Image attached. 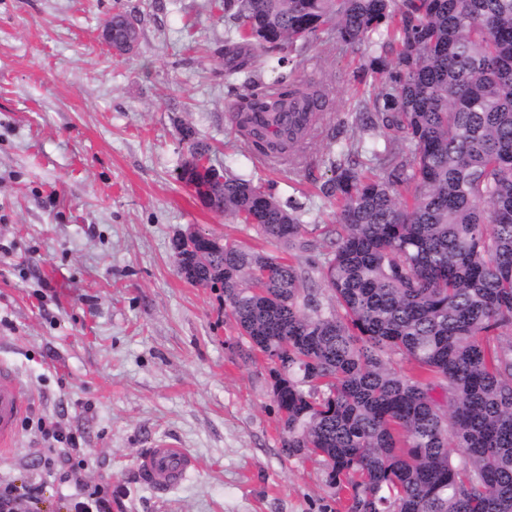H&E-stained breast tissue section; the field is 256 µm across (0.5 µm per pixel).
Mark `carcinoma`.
I'll return each instance as SVG.
<instances>
[{
  "mask_svg": "<svg viewBox=\"0 0 512 512\" xmlns=\"http://www.w3.org/2000/svg\"><path fill=\"white\" fill-rule=\"evenodd\" d=\"M224 12V79L246 88L231 121L250 156L290 174L331 119L330 86L295 69L266 84L254 54L327 31L371 51L355 112L372 143L350 146L323 185L337 210L319 268L329 312L308 271L218 238L193 278L224 293L243 357H268L283 452L322 462L347 512H512V0H224ZM299 105L308 120L278 122ZM179 133L189 157L210 159L194 128ZM223 177L206 208L309 247L298 203Z\"/></svg>",
  "mask_w": 512,
  "mask_h": 512,
  "instance_id": "carcinoma-1",
  "label": "carcinoma"
}]
</instances>
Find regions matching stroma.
Wrapping results in <instances>:
<instances>
[{
	"label": "stroma",
	"mask_w": 512,
	"mask_h": 512,
	"mask_svg": "<svg viewBox=\"0 0 512 512\" xmlns=\"http://www.w3.org/2000/svg\"><path fill=\"white\" fill-rule=\"evenodd\" d=\"M126 14L133 53L113 55L104 22ZM222 0H0V366L29 394L0 488L40 486L36 512H67L80 486L112 512H344L324 466L287 456L269 365L242 358L222 291L178 273L181 234L293 255L321 304L312 262L336 211L319 187L360 138L354 103L372 80L367 51L329 35L303 50L306 78L329 83V129L288 175L253 162L228 113ZM193 127L222 170L303 206L307 250L207 209L178 178ZM89 462L51 454L56 439ZM161 438L198 462L178 486L143 485L136 463Z\"/></svg>",
	"instance_id": "35a3bbf8"
}]
</instances>
